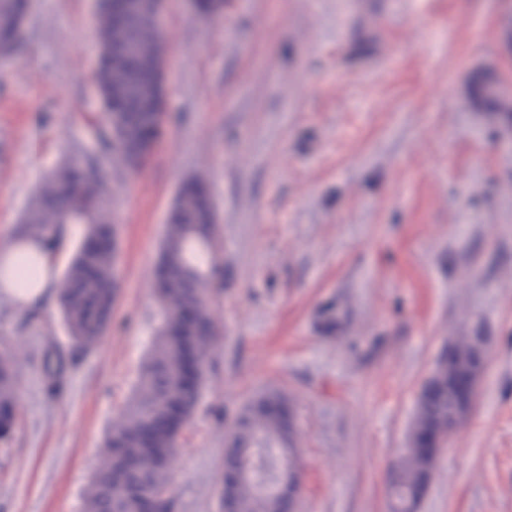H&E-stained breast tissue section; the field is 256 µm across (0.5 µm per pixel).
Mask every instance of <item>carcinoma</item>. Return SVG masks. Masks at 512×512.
Segmentation results:
<instances>
[{"mask_svg":"<svg viewBox=\"0 0 512 512\" xmlns=\"http://www.w3.org/2000/svg\"><path fill=\"white\" fill-rule=\"evenodd\" d=\"M157 0H139L137 11L121 26L112 23L108 0H99L106 41L101 44L99 88L109 110L107 143L112 152L132 160L138 146L147 143L151 121L147 113L162 112L160 42L149 36ZM26 0H0V50L7 53L19 43ZM474 105L487 112H509L493 89L489 72L470 79ZM100 183L96 172L73 160L47 179L38 204L20 229L19 242L40 244L53 256L63 238V225L83 224L85 233L57 284L62 319L81 347H94L108 328L114 292V254L103 240L112 227L98 209ZM215 212L209 196L198 187L183 188L176 197L175 218L167 226L157 268L164 287L157 290L159 322L146 352L130 403L112 425L101 464L85 497V512H137L143 499L156 512H172L174 500L170 468L178 436L191 418L200 385L187 382L182 344L173 335L186 308L197 310L192 341L203 359L215 348L216 322L206 297L214 271L211 255L218 248ZM18 345L0 343V439L15 419L17 407ZM288 397L276 388L254 396L236 415L225 435L224 473L249 465L253 476L231 485L233 512H290L288 484L300 480L294 462L295 430L284 418ZM448 414V394L417 400L415 424L424 417ZM161 430L154 448L139 447L147 431ZM427 459L417 448L393 470L392 491L405 512L427 475Z\"/></svg>","mask_w":512,"mask_h":512,"instance_id":"cac0c4a2","label":"carcinoma"}]
</instances>
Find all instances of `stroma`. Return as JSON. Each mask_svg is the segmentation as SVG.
I'll return each instance as SVG.
<instances>
[{
  "label": "stroma",
  "mask_w": 512,
  "mask_h": 512,
  "mask_svg": "<svg viewBox=\"0 0 512 512\" xmlns=\"http://www.w3.org/2000/svg\"><path fill=\"white\" fill-rule=\"evenodd\" d=\"M97 0H29L0 53V247L46 178L102 173L117 296L92 349L55 288L0 289L19 343L18 413L0 441V512H84L105 439L156 324L160 247L200 180L222 248L218 341L177 442L174 512H221L224 433L267 387L288 396L303 470L296 512H392L418 394L449 343L478 334L474 410L417 512H512V112L470 99L512 85V0H163L165 120L147 163L103 153L89 30ZM493 83L500 96L504 94L502 82L492 80L489 72L480 70L470 79L469 93L474 105L487 112H511L508 103L502 101L493 89Z\"/></svg>",
  "instance_id": "stroma-1"
}]
</instances>
